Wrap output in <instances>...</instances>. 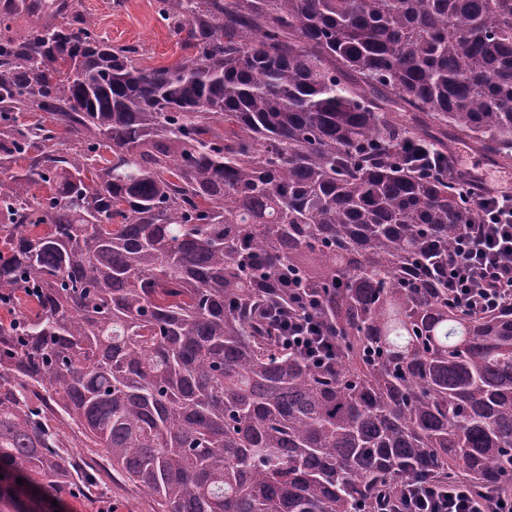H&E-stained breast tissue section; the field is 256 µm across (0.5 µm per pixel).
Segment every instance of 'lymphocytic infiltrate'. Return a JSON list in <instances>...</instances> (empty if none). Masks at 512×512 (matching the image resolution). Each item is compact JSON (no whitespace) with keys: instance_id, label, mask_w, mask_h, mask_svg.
<instances>
[{"instance_id":"obj_1","label":"lymphocytic infiltrate","mask_w":512,"mask_h":512,"mask_svg":"<svg viewBox=\"0 0 512 512\" xmlns=\"http://www.w3.org/2000/svg\"><path fill=\"white\" fill-rule=\"evenodd\" d=\"M475 202L485 220L463 231L448 272L460 304L493 311L512 304V180L488 179ZM288 344L317 358L334 354L333 344L303 313L288 319ZM374 512H512V494L481 490L460 478L416 480Z\"/></svg>"}]
</instances>
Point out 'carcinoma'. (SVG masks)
Listing matches in <instances>:
<instances>
[{"label":"carcinoma","instance_id":"carcinoma-1","mask_svg":"<svg viewBox=\"0 0 512 512\" xmlns=\"http://www.w3.org/2000/svg\"><path fill=\"white\" fill-rule=\"evenodd\" d=\"M143 67L68 3L0 35V512H372L421 477L512 492V308L454 301L512 164V0H157ZM302 296L326 367L288 347ZM23 479L19 484L16 479ZM109 472L100 470L101 481L93 496H86L83 493L69 496L57 506L52 501H45L40 504L43 512H128V509L136 512H151L152 499L132 484H112V477Z\"/></svg>","mask_w":512,"mask_h":512}]
</instances>
